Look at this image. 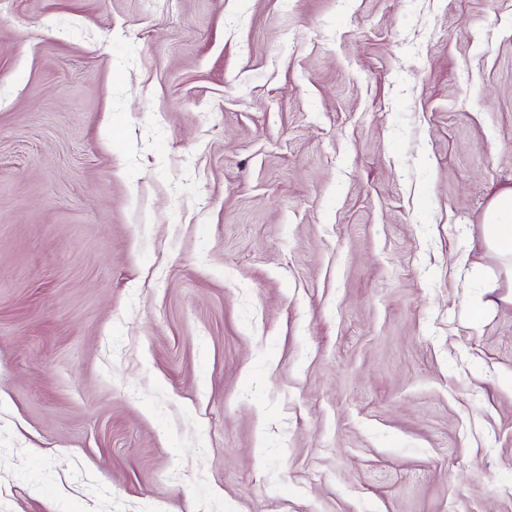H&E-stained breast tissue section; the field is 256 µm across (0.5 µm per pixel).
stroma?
Masks as SVG:
<instances>
[{
  "label": "stroma",
  "mask_w": 512,
  "mask_h": 512,
  "mask_svg": "<svg viewBox=\"0 0 512 512\" xmlns=\"http://www.w3.org/2000/svg\"><path fill=\"white\" fill-rule=\"evenodd\" d=\"M512 0H0V512H512ZM482 236L487 249L506 262L512 261V188L498 192L484 215Z\"/></svg>",
  "instance_id": "obj_1"
}]
</instances>
